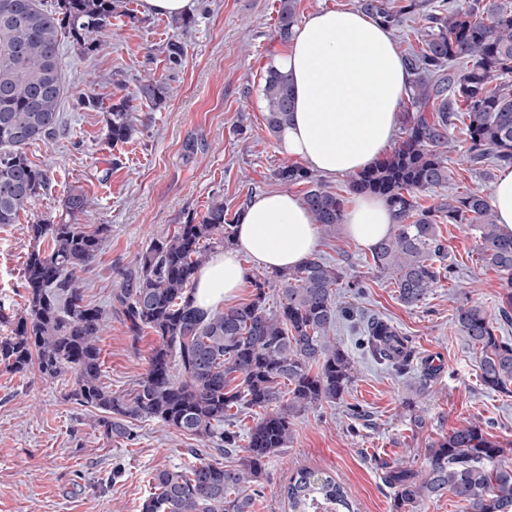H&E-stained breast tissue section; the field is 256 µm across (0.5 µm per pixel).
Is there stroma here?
Returning a JSON list of instances; mask_svg holds the SVG:
<instances>
[{
    "mask_svg": "<svg viewBox=\"0 0 512 512\" xmlns=\"http://www.w3.org/2000/svg\"><path fill=\"white\" fill-rule=\"evenodd\" d=\"M126 3L137 12L136 22L113 20L92 53L68 48L62 54L64 132L29 150L50 166L52 182L18 223L0 225L1 312L19 313L24 303L22 272L33 245L26 224L58 215L71 188L85 190L94 201L80 223L111 227L102 251L80 274L88 299L99 305L107 304L140 252L188 216L202 214L213 193L223 194L234 213L251 195L281 188L269 174L289 159L265 127L263 98L272 55L284 46L275 32L279 0H195L194 21L182 36L187 53L175 71L167 70L162 54L174 32L171 18L143 14L140 0ZM149 71L167 79L166 107L153 113L137 139L107 144L101 111L79 106V94L108 105L132 95ZM451 137L452 177L419 193L421 206L489 189L497 177L495 165L471 169L463 135L455 130ZM439 238L454 275L413 308L372 270L370 250L340 229L319 234L323 257L364 282L362 293L343 285L335 293L334 336L357 372L342 399L293 419L287 448L266 461L254 512H285L282 492L304 467L334 476L358 512H393L388 471L424 467L425 448L469 421L505 446L504 462L512 465V393L482 386L477 358L452 322L455 309L468 300L498 313L505 285L479 261L475 236L465 226L440 224ZM373 318L391 324L417 356L438 357L441 369L429 387H422L418 370L395 374L362 349L359 328ZM157 343L151 331L135 333L121 318L110 319L101 349L103 380L113 392L133 387ZM70 390L67 378L0 365V512H140L151 473L200 457L218 456L229 465L238 459L153 419L136 423L133 442L111 440L98 423L99 412L71 401ZM418 414L424 419L420 428L412 423ZM116 467L122 470L117 478Z\"/></svg>",
    "mask_w": 512,
    "mask_h": 512,
    "instance_id": "stroma-1",
    "label": "stroma"
}]
</instances>
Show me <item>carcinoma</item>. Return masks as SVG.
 I'll return each instance as SVG.
<instances>
[{"label": "carcinoma", "mask_w": 512, "mask_h": 512, "mask_svg": "<svg viewBox=\"0 0 512 512\" xmlns=\"http://www.w3.org/2000/svg\"><path fill=\"white\" fill-rule=\"evenodd\" d=\"M298 0H279L276 32L288 40L298 24ZM363 13L390 29L405 16L425 13L426 24L409 45L405 63L416 76L408 91L402 141L374 165L350 177L352 195H375L388 206L393 226L372 249L374 269L393 281L409 307L422 304L443 267L438 220L475 231L481 263L499 272L508 288L500 316L512 317V235L495 221L490 196L468 191L420 208L416 193L448 183L449 130L464 119L469 161L512 165V3L508 0H441L425 12L424 0H357ZM126 14L123 0H0V225L15 224L48 188L51 171L33 162L30 147L56 140L65 86L60 51L68 41L81 53L97 49L112 18ZM169 69L181 66L186 45L177 37L165 49ZM265 121L277 135L288 124L292 87L288 75L267 71ZM169 86L149 76L137 94L108 107L92 95L84 108L102 110L112 146L141 132L143 109L166 106ZM282 184L304 185L314 223L328 234L342 223L344 201L306 168L283 165L272 173ZM92 206L86 192L72 191L57 217L27 225L35 246L23 268L25 304L14 315L11 335L0 337V363L15 373L37 367L48 379L74 375L70 397L103 413L112 439L136 438L134 422L153 418L179 432L244 452L239 465L201 460L183 469L158 470L142 512H253L266 458L287 447L291 419L340 399L354 378L352 358L331 336L337 320L334 287L362 280L313 252L298 265L253 279L255 297L246 304L206 312L194 306L196 274L208 260L214 236L232 244L238 217H228L220 195L174 233L152 242L134 269L112 290L109 306L86 299L78 273L98 257L110 226L88 230L78 217ZM275 292L268 304L266 289ZM136 330L148 329L158 344L145 373L126 393L103 382L100 342L112 312ZM454 323L477 355L482 385L512 386V343L496 334V319L482 306L457 307ZM366 346L398 373L414 351L388 322L367 327ZM249 410L254 424L245 438L228 430ZM504 446L481 425L469 422L425 449L420 470L387 474L395 488L396 512L450 494L469 512H512V467L502 463ZM289 512H355L344 487L326 473L300 469L284 491Z\"/></svg>", "instance_id": "cac0c4a2"}]
</instances>
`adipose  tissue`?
Masks as SVG:
<instances>
[{"label": "adipose tissue", "mask_w": 512, "mask_h": 512, "mask_svg": "<svg viewBox=\"0 0 512 512\" xmlns=\"http://www.w3.org/2000/svg\"><path fill=\"white\" fill-rule=\"evenodd\" d=\"M273 64L288 74L294 107L279 134L282 151L320 174L348 175L377 162L398 128V106L413 79L391 32L362 12L323 10L296 26ZM345 233L369 249L391 231L388 207L357 196L343 217ZM318 226L291 192L255 197L239 217L232 246L197 273L196 307L212 311L233 298L245 280L241 255L256 265L295 266L317 245Z\"/></svg>", "instance_id": "ef3b65f1"}]
</instances>
